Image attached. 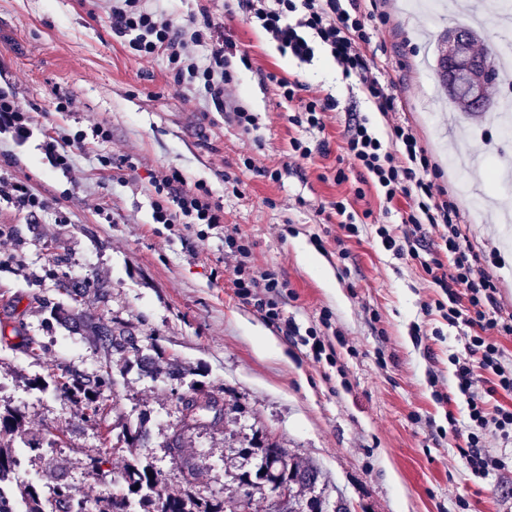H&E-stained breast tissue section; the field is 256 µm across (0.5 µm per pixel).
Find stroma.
I'll use <instances>...</instances> for the list:
<instances>
[{"instance_id": "35a3bbf8", "label": "stroma", "mask_w": 512, "mask_h": 512, "mask_svg": "<svg viewBox=\"0 0 512 512\" xmlns=\"http://www.w3.org/2000/svg\"><path fill=\"white\" fill-rule=\"evenodd\" d=\"M164 7L176 25L208 19L214 39L236 43L235 94L224 111L177 86L165 56L133 55L112 30L106 0H0V89L34 119L25 143L0 131V181L25 184L45 203L32 218L0 197V239L11 243L0 252V406L24 414L27 438L58 436V455L90 500L120 490L130 454L119 433L142 420L151 432L143 456L163 471L168 492L180 490L167 444L179 420L176 395L195 384L224 409L219 421L204 419L184 436L201 496L235 492L230 474L244 464L239 450L259 430L321 467L325 497H343L355 512H512V446L490 438V454L505 467L476 479L447 432L449 418L466 420L451 362L465 353V329L426 311L439 289L418 262L385 250L375 234L380 222L400 229L407 201L385 203L372 184L360 183L343 149L355 120L368 119L385 142L394 124L412 126L439 165L438 183L457 202L483 268L500 282L503 311L512 312V237L465 193L481 172L462 177L448 165L467 142L488 147L496 168L512 167V137L483 114L455 115L422 64L433 49L420 31L440 33L457 18L411 11L401 0H364L374 31L363 51L401 105L385 113L326 51L309 65L284 57L257 24L225 15L224 0H166ZM280 78L299 81L303 98L335 99L325 131L292 123ZM60 96L74 99V111H56ZM238 108L254 115L250 130L237 125ZM96 125L109 140H86L70 171L56 169L42 149L45 136ZM296 139L311 148L310 158L294 155ZM266 168L279 169L280 181L263 177ZM340 171L345 181H337ZM172 172L206 184L224 208L223 223H154V182ZM339 198L360 219L358 236H344L330 219ZM233 230L249 242L248 256L225 247ZM239 265L256 277L276 271L282 319L294 320L302 337L331 340L335 363L316 361L302 337L287 339L235 295ZM64 278L99 280L109 292L75 303L59 288ZM57 304L96 322H122L142 344H156L151 372L118 355L105 359L95 337L51 318ZM20 324L45 345L41 357L20 350ZM416 324L425 337L413 336ZM175 359L191 368L186 381L168 378ZM59 364L88 374L110 365L115 397L100 422L83 420L60 391L34 385ZM93 456L106 458V477L88 475Z\"/></svg>"}]
</instances>
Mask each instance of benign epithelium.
<instances>
[{"label":"benign epithelium","instance_id":"7a95c632","mask_svg":"<svg viewBox=\"0 0 512 512\" xmlns=\"http://www.w3.org/2000/svg\"><path fill=\"white\" fill-rule=\"evenodd\" d=\"M470 36L471 32L462 26L448 28L436 72L438 81L446 88L448 103L458 110L483 105L485 83L490 77L484 64L466 56Z\"/></svg>","mask_w":512,"mask_h":512}]
</instances>
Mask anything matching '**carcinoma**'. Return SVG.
Returning a JSON list of instances; mask_svg holds the SVG:
<instances>
[{"label": "carcinoma", "mask_w": 512, "mask_h": 512, "mask_svg": "<svg viewBox=\"0 0 512 512\" xmlns=\"http://www.w3.org/2000/svg\"><path fill=\"white\" fill-rule=\"evenodd\" d=\"M54 315L61 322L76 330L87 326L83 318L72 310L57 308ZM100 336L101 348L106 359L112 354H119L135 360H151L147 347L122 323L117 321L102 322L94 326ZM49 377L60 386V391L78 405L82 416L90 420L108 406L106 394L114 391V383L108 367L94 374L82 373L67 366H58L49 373ZM180 422L191 419L194 410H202L217 404L215 397L202 393L191 387L190 393L176 397ZM25 418L16 408L0 409V437L24 435ZM58 439L48 434L42 440L28 443L29 449L40 458L56 461L58 475L52 486L54 506L45 509L41 489L34 484H21L18 492L11 497H18L26 505V512H243L238 503L243 499L227 496L222 500L206 499L199 496L195 489L196 471L190 459L179 457L183 477V489L177 494L166 492L162 472L147 459L133 456L126 466L123 476L124 488L119 494L108 493L102 499L91 504L80 495L71 481L67 469L61 461L55 460L48 449L57 447ZM248 458L255 460L254 467L237 474L235 480L245 489L247 499L256 491L274 490L281 481H288L293 489H313L320 482L322 471L319 467L300 460L277 442L262 436H255L245 449ZM24 459L17 454L11 444L0 442V485L14 479L15 472L21 468ZM276 512H352L350 504L336 499L333 510H326L325 500L319 496L305 501L293 495L288 500L277 501Z\"/></svg>", "instance_id": "carcinoma-1"}]
</instances>
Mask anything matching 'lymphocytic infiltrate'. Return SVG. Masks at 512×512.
Segmentation results:
<instances>
[{
  "label": "lymphocytic infiltrate",
  "instance_id": "1",
  "mask_svg": "<svg viewBox=\"0 0 512 512\" xmlns=\"http://www.w3.org/2000/svg\"><path fill=\"white\" fill-rule=\"evenodd\" d=\"M113 31L126 39L129 47L142 58L166 55L169 70L177 84L188 91L211 98L216 110H223L225 94L233 77L225 62L223 42L212 45L207 64H198L190 45L200 43V30L177 26L166 10L148 6L147 0H108ZM227 15L242 13L259 24L279 50L301 63L312 62L317 46L326 47L344 77L355 79L359 89L377 111L397 109L391 85L375 75L362 52L370 32L360 10L359 0H233L226 5ZM286 101L298 104L296 124L324 129V118L334 111L331 97L299 99V82L278 80ZM391 137L396 151H388L367 120L356 121L346 140V152L361 179L371 180L386 201L405 197L409 210L402 222V233L388 225H378L376 233L386 250L408 255L420 261L435 287L447 300L445 317L449 326H467L465 358H454L457 389L466 399L467 427L462 436L460 456L470 474L483 479L500 469L501 461L487 450L488 436H498L512 444V408L490 405L474 394L475 367L492 370L497 385L512 392V368L502 363L499 337L512 335V314L501 315L496 280L479 267L467 235L459 226L460 211L454 201L444 200L443 190L435 180L440 172L421 147L412 128L394 125ZM153 219L158 224H219L224 211L213 202L206 185L186 186L178 174L164 176L155 185ZM428 224L440 231L438 248L427 251L414 240L415 231ZM234 285L243 299L253 300L269 320H281L278 302L280 282L275 273L256 278L237 269Z\"/></svg>",
  "mask_w": 512,
  "mask_h": 512
}]
</instances>
